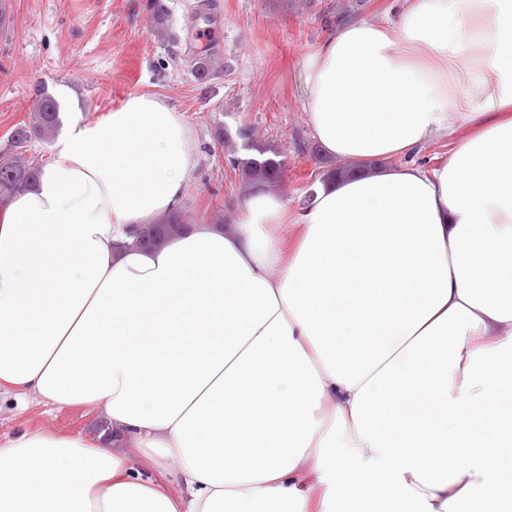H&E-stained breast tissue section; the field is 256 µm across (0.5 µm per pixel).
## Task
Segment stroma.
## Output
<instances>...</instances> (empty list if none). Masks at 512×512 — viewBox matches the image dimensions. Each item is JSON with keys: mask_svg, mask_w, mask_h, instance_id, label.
<instances>
[{"mask_svg": "<svg viewBox=\"0 0 512 512\" xmlns=\"http://www.w3.org/2000/svg\"><path fill=\"white\" fill-rule=\"evenodd\" d=\"M150 0H5L0 25V148L29 121L35 89L60 105L61 128L93 122L139 93L165 98L198 132L200 163L182 212L192 223L235 217L242 190L225 170L218 140L253 126L259 142L287 161L281 188L300 206L311 173L334 167L304 122L302 77L308 57L355 20L396 18L400 0H163L169 38L152 34ZM218 70L198 82L199 52ZM105 425L88 407L55 409L30 399L24 411L0 407V434L18 429L93 435Z\"/></svg>", "mask_w": 512, "mask_h": 512, "instance_id": "35a3bbf8", "label": "stroma"}]
</instances>
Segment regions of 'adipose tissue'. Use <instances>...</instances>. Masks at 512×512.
<instances>
[{
    "mask_svg": "<svg viewBox=\"0 0 512 512\" xmlns=\"http://www.w3.org/2000/svg\"><path fill=\"white\" fill-rule=\"evenodd\" d=\"M304 72L308 205L164 242L194 128L152 93L72 124L0 213V512H512V0H402ZM435 136L434 167L410 156ZM105 425L101 413L89 407L55 409L30 397L23 412L15 409L13 402L1 405L0 434L23 429L29 431L50 430L62 434L82 433L95 435Z\"/></svg>",
    "mask_w": 512,
    "mask_h": 512,
    "instance_id": "ef3b65f1",
    "label": "adipose tissue"
}]
</instances>
